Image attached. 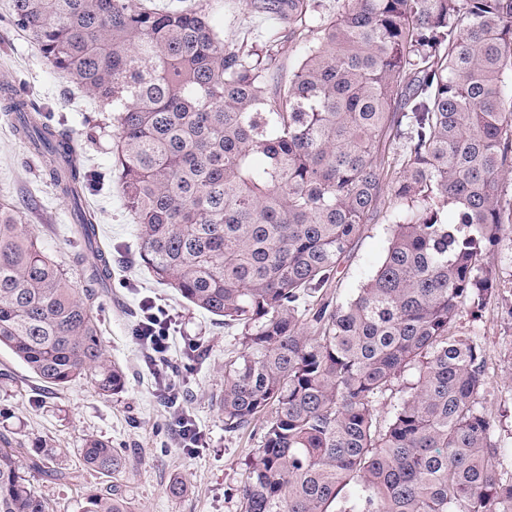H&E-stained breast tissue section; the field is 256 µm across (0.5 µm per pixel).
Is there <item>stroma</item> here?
Masks as SVG:
<instances>
[{
  "mask_svg": "<svg viewBox=\"0 0 512 512\" xmlns=\"http://www.w3.org/2000/svg\"><path fill=\"white\" fill-rule=\"evenodd\" d=\"M11 0H0V86L16 85L42 104L50 122H63L78 146V160L98 177L84 206L94 211L99 246L110 254L112 280L99 300L101 341L106 354L126 373L121 392L98 393L90 379L66 387L44 386L8 350H0V433L16 438L25 452L48 467L81 472L80 483L51 481L34 474L37 495L53 512H82L88 497L107 495L114 480L86 469L80 448L93 436L122 449L127 467L119 480L132 512H239L237 489L249 454L260 444L262 423L228 432L218 398L224 387V359L237 348V332L187 305L174 289L157 283L142 266L136 225L112 173L113 131L109 114L45 62L14 23ZM264 0H210L209 18L225 39L263 40L277 22ZM0 203L29 225L75 282L84 279L76 261L83 246L74 239L71 206L58 199L42 175L40 159L15 135L0 107ZM387 217L366 225L347 261L338 293L357 294L385 255ZM499 296L477 313H465L459 329L482 341L489 376L486 404L504 444L512 443V251L490 255ZM166 305L177 322L168 360L147 364L132 332L146 298ZM181 393V408L168 407L166 383ZM189 414L201 434L199 447L182 448L178 412Z\"/></svg>",
  "mask_w": 512,
  "mask_h": 512,
  "instance_id": "obj_1",
  "label": "stroma"
}]
</instances>
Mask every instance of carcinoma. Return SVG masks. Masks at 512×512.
Instances as JSON below:
<instances>
[{"label":"carcinoma","mask_w":512,"mask_h":512,"mask_svg":"<svg viewBox=\"0 0 512 512\" xmlns=\"http://www.w3.org/2000/svg\"><path fill=\"white\" fill-rule=\"evenodd\" d=\"M266 9L284 28L245 48L201 2L12 0L41 56L112 112L141 264L240 329L241 351L224 362V427L269 415L240 512H512L484 350L452 331L499 296L487 257L512 250V0ZM286 40L300 62L285 77ZM10 111L92 261L82 288L0 205V348L48 387L88 377L118 393L126 375L94 309L111 272L80 205L87 174L34 101L12 97ZM385 205L386 255L341 299L344 260ZM82 453L114 479L83 512H131L122 455L94 437ZM41 471L0 435V512H50L29 480Z\"/></svg>","instance_id":"carcinoma-1"}]
</instances>
